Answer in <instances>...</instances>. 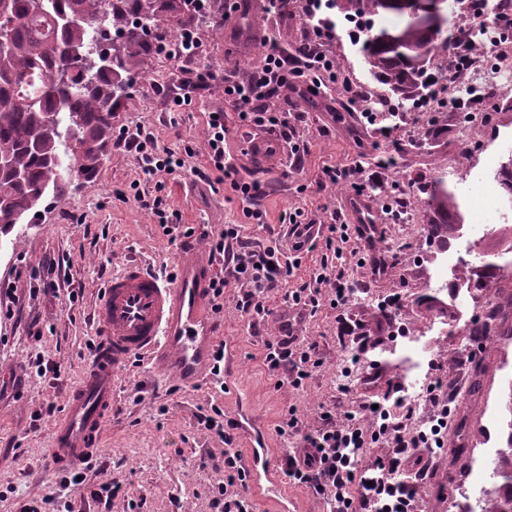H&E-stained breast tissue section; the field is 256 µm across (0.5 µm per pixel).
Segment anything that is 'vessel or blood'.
<instances>
[{
  "label": "vessel or blood",
  "mask_w": 512,
  "mask_h": 512,
  "mask_svg": "<svg viewBox=\"0 0 512 512\" xmlns=\"http://www.w3.org/2000/svg\"><path fill=\"white\" fill-rule=\"evenodd\" d=\"M214 263L182 255L172 274L162 276L139 260L127 262L106 283L94 313L102 340L66 413L53 426L47 451L51 467L86 466L102 443L116 402L115 383L130 360L150 364L184 385L211 380L221 337L211 315ZM250 490L272 512H289L274 454L250 451Z\"/></svg>",
  "instance_id": "vessel-or-blood-1"
}]
</instances>
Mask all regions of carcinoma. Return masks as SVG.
<instances>
[{
	"instance_id": "obj_1",
	"label": "carcinoma",
	"mask_w": 512,
	"mask_h": 512,
	"mask_svg": "<svg viewBox=\"0 0 512 512\" xmlns=\"http://www.w3.org/2000/svg\"><path fill=\"white\" fill-rule=\"evenodd\" d=\"M149 16L174 12L179 0H0L10 54L0 59V234L33 223L43 199L65 195L72 181L96 176L115 132V113L143 63L152 55L140 28L125 29L126 12ZM115 30L119 43L111 41ZM411 45L431 41L408 22L400 29ZM84 56L71 68L72 51ZM372 67L390 86L411 80V66L391 51L378 52ZM67 113L60 125L57 114ZM67 143L70 165L58 164ZM440 216L429 225L437 238L448 236L460 215L454 192L439 185L424 201ZM505 442L500 448L489 497L471 512H512V383L503 404Z\"/></svg>"
}]
</instances>
